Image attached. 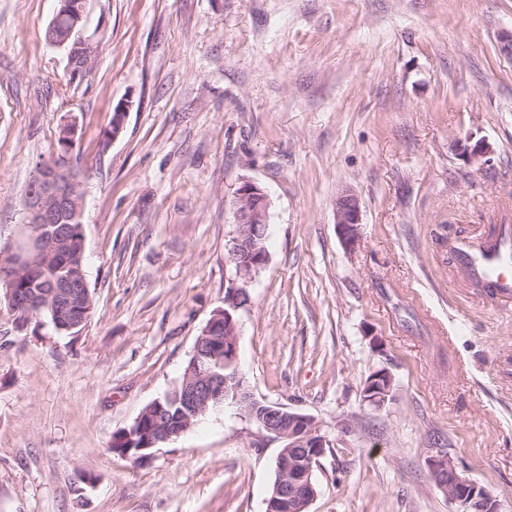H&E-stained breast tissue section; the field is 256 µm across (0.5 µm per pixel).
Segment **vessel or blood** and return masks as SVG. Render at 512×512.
I'll return each mask as SVG.
<instances>
[{"label":"vessel or blood","instance_id":"vessel-or-blood-1","mask_svg":"<svg viewBox=\"0 0 512 512\" xmlns=\"http://www.w3.org/2000/svg\"><path fill=\"white\" fill-rule=\"evenodd\" d=\"M448 248L460 278L512 306V224L453 239Z\"/></svg>","mask_w":512,"mask_h":512}]
</instances>
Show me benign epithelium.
I'll list each match as a JSON object with an SVG mask.
<instances>
[{"label": "benign epithelium", "instance_id": "obj_1", "mask_svg": "<svg viewBox=\"0 0 512 512\" xmlns=\"http://www.w3.org/2000/svg\"><path fill=\"white\" fill-rule=\"evenodd\" d=\"M57 2L52 19L54 25L72 14L70 0ZM84 17V12L74 15L71 29H76ZM133 106V98L127 97L112 107V126L104 135L103 143L119 138ZM62 139L60 160L40 167L35 188L23 201V238L0 253V280L6 283L3 298L8 310L20 320L34 310L55 309L65 315L77 312L80 298L88 294L86 275L81 267L36 300L25 290L11 286L21 270L36 264L48 266L62 257L72 247L73 225L83 230L84 183L69 160L76 146L75 124L63 126ZM270 206L267 193L257 183L245 180L237 188L235 229L227 244V259L234 277L224 289V307L213 312L197 338L192 367L185 380L164 398L156 399L136 419V424L148 426L146 437L136 451L145 452V457L150 459L155 448L192 428L202 417L227 406L234 407L258 432L284 442L277 457V480L266 500L265 512H308L317 495L313 484L314 467L330 447L329 440L312 415L257 400L245 385L238 367V313L249 304V288L268 260L265 241ZM335 220L343 242L349 248L355 247L359 241L361 208L354 193L346 190L336 197ZM219 357L224 359V368L232 369L231 373L221 375L215 371L213 362ZM393 388L391 373L384 368L377 370L363 390L364 401L380 407L391 396ZM166 401L182 402L187 407L185 416L176 425L168 419ZM427 468L437 488L459 506L458 512H500L497 501L476 481L459 474L455 463L444 452L431 455Z\"/></svg>", "mask_w": 512, "mask_h": 512}]
</instances>
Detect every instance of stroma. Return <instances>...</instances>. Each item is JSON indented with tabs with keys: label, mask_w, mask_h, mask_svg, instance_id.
<instances>
[{
	"label": "stroma",
	"mask_w": 512,
	"mask_h": 512,
	"mask_svg": "<svg viewBox=\"0 0 512 512\" xmlns=\"http://www.w3.org/2000/svg\"><path fill=\"white\" fill-rule=\"evenodd\" d=\"M56 6L0 0V248L75 123L95 309L73 336L0 306V512H265L281 443L234 408L147 462L109 451L223 306L245 179L271 207L239 368L331 443L309 512H455L439 450L512 512V310L460 287L448 252L512 214V0H86L83 73L45 40ZM381 368L394 393L372 407ZM133 106V98L127 97L119 100L115 106L112 107V126L109 127L104 135V144H108L119 138L124 131L127 115ZM335 220L341 239L349 248L359 241L358 224H361V208L358 197L351 191L339 194L335 202ZM394 379L389 371L382 368L374 372V377L363 390L364 401L374 407L382 406L391 396Z\"/></svg>",
	"instance_id": "35a3bbf8"
}]
</instances>
